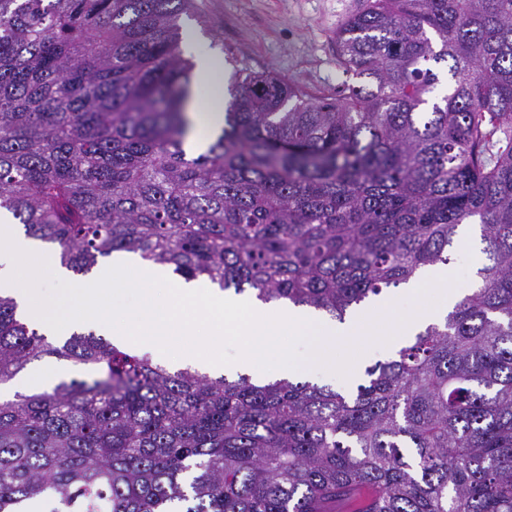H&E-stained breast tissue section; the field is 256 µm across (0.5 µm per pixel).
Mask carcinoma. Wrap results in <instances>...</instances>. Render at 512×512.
Instances as JSON below:
<instances>
[{
	"label": "carcinoma",
	"mask_w": 512,
	"mask_h": 512,
	"mask_svg": "<svg viewBox=\"0 0 512 512\" xmlns=\"http://www.w3.org/2000/svg\"><path fill=\"white\" fill-rule=\"evenodd\" d=\"M191 0H0V212L86 275L115 252L343 323L450 261L480 287L345 387L172 370L0 295V512H512V0H366L361 80L317 100L235 59L224 126L183 149ZM445 63L436 93L428 63ZM463 227L461 231L462 238L459 239L458 246L452 254L449 266L450 281L453 288H458L460 292L468 288H474L478 281L477 271L484 267L488 261L483 253V244L480 238L479 221ZM477 259V260H476ZM60 369L59 373L54 374V376L47 380L44 383H36L31 381V375L35 371L44 370L47 372H54L55 370ZM75 376L73 372V367L70 366L67 362L64 361H56L55 359H48L41 362H35L27 367L14 381H12L8 385H2L1 392L2 396H13L15 392H20L23 394H31L33 392H39L43 390H50L56 383L60 380ZM38 389H43L39 391H35Z\"/></svg>",
	"instance_id": "obj_1"
}]
</instances>
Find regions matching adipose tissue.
I'll return each instance as SVG.
<instances>
[{"mask_svg": "<svg viewBox=\"0 0 512 512\" xmlns=\"http://www.w3.org/2000/svg\"><path fill=\"white\" fill-rule=\"evenodd\" d=\"M186 44L195 56L196 79L195 92L187 106L191 130L184 148L200 154L224 125V64L194 37H187Z\"/></svg>", "mask_w": 512, "mask_h": 512, "instance_id": "ef3b65f1", "label": "adipose tissue"}]
</instances>
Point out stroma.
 Returning <instances> with one entry per match:
<instances>
[{
  "label": "stroma",
  "instance_id": "obj_1",
  "mask_svg": "<svg viewBox=\"0 0 512 512\" xmlns=\"http://www.w3.org/2000/svg\"><path fill=\"white\" fill-rule=\"evenodd\" d=\"M363 6L364 0H192L191 26L220 58L273 73L313 97H333L351 82L336 63V31ZM486 263L478 223L464 226L449 264L453 287H475Z\"/></svg>",
  "mask_w": 512,
  "mask_h": 512
}]
</instances>
